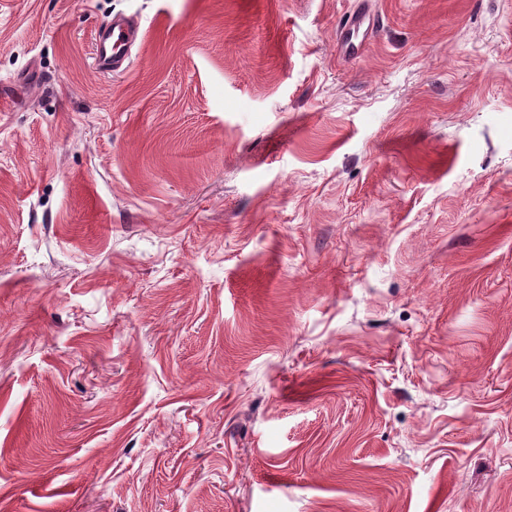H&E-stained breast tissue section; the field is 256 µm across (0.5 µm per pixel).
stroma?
I'll list each match as a JSON object with an SVG mask.
<instances>
[{"label": "stroma", "mask_w": 512, "mask_h": 512, "mask_svg": "<svg viewBox=\"0 0 512 512\" xmlns=\"http://www.w3.org/2000/svg\"><path fill=\"white\" fill-rule=\"evenodd\" d=\"M356 1L0 0V512H512V0ZM382 27L383 18L360 3L336 26L337 45L346 59H355ZM137 35L138 28L124 15H115L102 23L95 35L96 68L102 73L125 70Z\"/></svg>", "instance_id": "1"}]
</instances>
